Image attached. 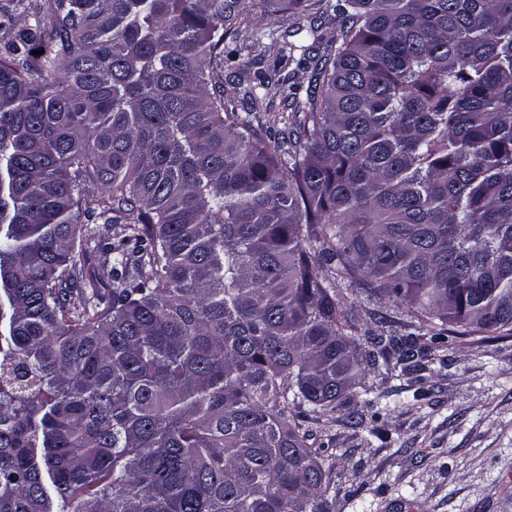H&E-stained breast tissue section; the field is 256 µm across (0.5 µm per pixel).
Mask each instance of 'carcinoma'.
<instances>
[{"label": "carcinoma", "mask_w": 512, "mask_h": 512, "mask_svg": "<svg viewBox=\"0 0 512 512\" xmlns=\"http://www.w3.org/2000/svg\"><path fill=\"white\" fill-rule=\"evenodd\" d=\"M264 2L304 99L224 85L254 0L0 7V512H331L296 410L432 348L354 335L312 242L434 345L512 337V0Z\"/></svg>", "instance_id": "carcinoma-1"}]
</instances>
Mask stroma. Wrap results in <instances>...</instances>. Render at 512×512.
<instances>
[{"label": "stroma", "mask_w": 512, "mask_h": 512, "mask_svg": "<svg viewBox=\"0 0 512 512\" xmlns=\"http://www.w3.org/2000/svg\"><path fill=\"white\" fill-rule=\"evenodd\" d=\"M252 24L241 27L225 76L272 73ZM336 280V298L359 329L419 335L407 308L370 300ZM378 418L343 413L302 418L323 447L333 512H512V338L449 337L423 373L378 369L358 390Z\"/></svg>", "instance_id": "stroma-1"}]
</instances>
